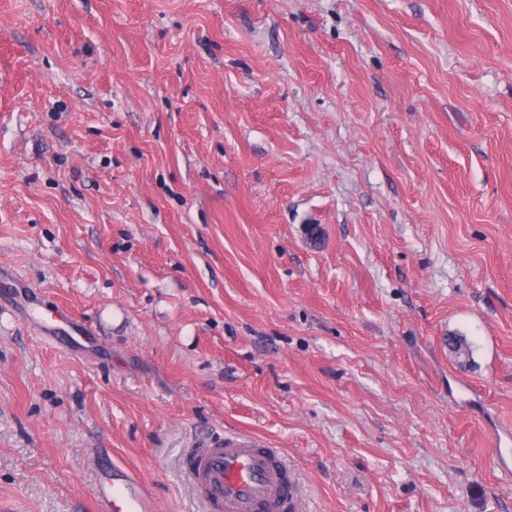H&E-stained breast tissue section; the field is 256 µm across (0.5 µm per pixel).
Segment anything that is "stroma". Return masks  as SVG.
I'll return each instance as SVG.
<instances>
[{
    "label": "stroma",
    "mask_w": 512,
    "mask_h": 512,
    "mask_svg": "<svg viewBox=\"0 0 512 512\" xmlns=\"http://www.w3.org/2000/svg\"><path fill=\"white\" fill-rule=\"evenodd\" d=\"M0 269L90 331L0 309V512H203L229 431L297 512H512V0H0ZM53 321L66 325L68 329L65 330L56 323H47L40 319V321H37V324L41 334L47 340L56 342L59 338L58 334L62 331L66 332L70 342L76 345L78 341L75 336H82V334L86 333V328L80 324L68 310L64 308H57L55 310V319ZM96 512H112L121 503L126 512H153L147 487L138 478L109 465H98Z\"/></svg>",
    "instance_id": "obj_1"
}]
</instances>
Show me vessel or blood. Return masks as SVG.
Instances as JSON below:
<instances>
[{
  "instance_id": "vessel-or-blood-1",
  "label": "vessel or blood",
  "mask_w": 512,
  "mask_h": 512,
  "mask_svg": "<svg viewBox=\"0 0 512 512\" xmlns=\"http://www.w3.org/2000/svg\"><path fill=\"white\" fill-rule=\"evenodd\" d=\"M19 317L32 320L41 309L38 296L15 284L4 300ZM42 335L57 340L60 332L75 337L85 328L66 309L55 311L54 322H40ZM187 472L208 512H288L295 506V488L286 479L288 467L277 449L257 437L233 435L191 449ZM154 512L145 484L107 465L98 468L96 512Z\"/></svg>"
}]
</instances>
